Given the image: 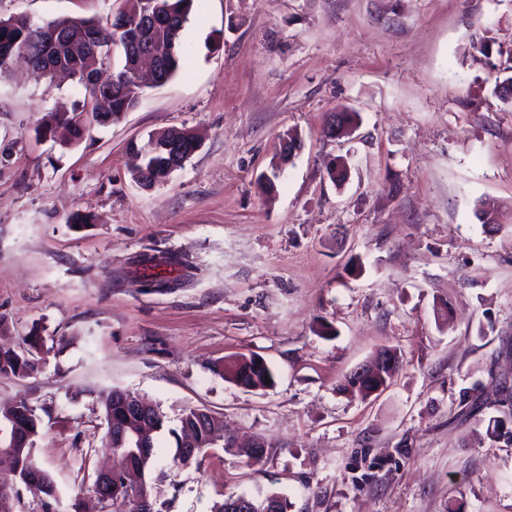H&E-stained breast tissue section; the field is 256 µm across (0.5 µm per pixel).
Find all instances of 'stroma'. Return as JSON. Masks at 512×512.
Returning <instances> with one entry per match:
<instances>
[{
	"instance_id": "35a3bbf8",
	"label": "stroma",
	"mask_w": 512,
	"mask_h": 512,
	"mask_svg": "<svg viewBox=\"0 0 512 512\" xmlns=\"http://www.w3.org/2000/svg\"><path fill=\"white\" fill-rule=\"evenodd\" d=\"M119 5L0 0V17ZM482 39L512 41V0H195L184 71L75 144L46 126L81 105L73 82L12 61L0 345L37 337L43 361L0 376V403L33 406L35 458L55 485L13 488L16 512H71L111 457L99 399L113 389L167 418L149 473L158 512L270 493L288 512H512V422L491 440L496 408L461 402L477 382L512 388V105ZM343 105L357 129L328 137ZM171 128L201 146L142 188L128 144ZM290 132L302 150L262 189ZM483 207L498 223L478 220ZM385 347L402 354L386 390L339 391ZM239 353L263 358L274 386L226 381ZM189 407L263 439V463L214 448L172 470L170 430Z\"/></svg>"
}]
</instances>
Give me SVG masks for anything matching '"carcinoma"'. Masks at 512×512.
<instances>
[{
  "label": "carcinoma",
  "mask_w": 512,
  "mask_h": 512,
  "mask_svg": "<svg viewBox=\"0 0 512 512\" xmlns=\"http://www.w3.org/2000/svg\"><path fill=\"white\" fill-rule=\"evenodd\" d=\"M143 2L145 0H122L121 8L126 10L127 24L131 27L140 23ZM154 7L171 19V23L162 24L154 29L151 39L160 41L165 47L166 66L154 78L159 87L173 79L187 63V53L183 43V33L189 22L195 0H151ZM100 21L92 18L59 17L52 20H34L25 15L0 19V76L5 74L13 54L5 49L13 46L25 50L33 62V69L42 70V54L48 52V58L59 65L70 76L78 80L84 89L83 104L102 96L104 106L91 109L92 119L99 125H108L120 116L135 108L139 103L143 87L134 69L129 66L125 33H113V44H105L97 51L86 43V37L99 31ZM61 29L67 32L62 42H51L50 32ZM120 50V68L112 78L98 82L96 76L103 65L111 60L112 47ZM480 50L484 55L495 53L491 61L493 68L503 75L512 72V44H498L492 49L483 43ZM50 124L65 128L70 140L82 139L86 125L81 114L54 112L50 115ZM144 153L141 166L134 174L135 180L145 187H151L168 177L167 168L162 165L159 156L153 153L150 143L139 146ZM36 342L30 343L25 352L0 349V376H24L38 368V359L32 349ZM394 364L379 369L374 376L358 384L353 376L344 380L343 390L368 398L380 387H388L398 371L401 354L393 352ZM254 357L237 354L227 358L222 366L224 379L231 383L241 380L252 387H266L275 384L270 367L254 369L250 362ZM476 399L501 408L504 417H512V394L508 389L494 387L491 390L477 385L473 388ZM18 411L0 415V452L6 453L12 460V469L6 476L0 475V493L8 485H28L29 477L41 468L34 458V438L38 435L39 418L33 407L24 399L17 401ZM104 420L106 422V447L112 455L120 458L121 466L112 477V505H121L119 512H155L153 486L145 480L153 456L156 433L164 428L166 416L158 407L147 403L129 391L114 389L103 399ZM179 429L171 430L176 439V452L172 458L173 466L181 468L189 465L200 454L211 448L221 447L246 458L249 465L263 462L265 450L262 448H242L233 437L224 433V419L197 408H188L179 418ZM190 433L194 447H186L181 434ZM248 501L252 507L246 512H264L265 503H278V512H288L287 499L273 494L256 500L246 495L230 496L214 512H236L232 504Z\"/></svg>",
  "instance_id": "carcinoma-1"
}]
</instances>
